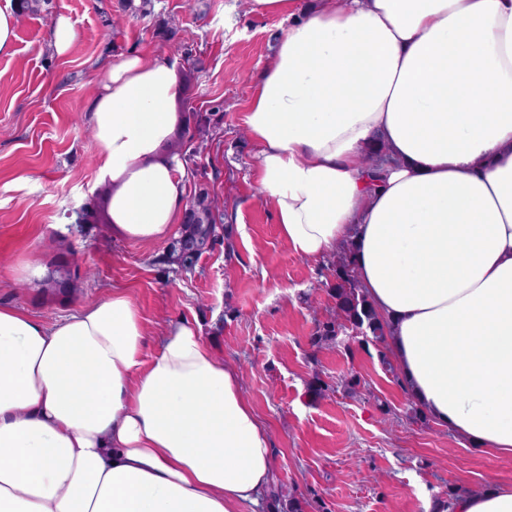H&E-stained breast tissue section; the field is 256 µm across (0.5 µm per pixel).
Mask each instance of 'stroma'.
Segmentation results:
<instances>
[{"label":"stroma","mask_w":512,"mask_h":512,"mask_svg":"<svg viewBox=\"0 0 512 512\" xmlns=\"http://www.w3.org/2000/svg\"><path fill=\"white\" fill-rule=\"evenodd\" d=\"M77 32L63 56L50 46L54 18ZM291 20L251 11L247 0H51L48 14L20 17L14 52L0 55V304L53 321L129 289L148 329L181 318L200 325L268 428L276 483L308 501L306 512H427L448 488L512 487V458L455 437L434 418H408L411 401L380 360L381 347L339 335L311 339L335 307L333 255L300 258L281 239L251 173L257 148L242 116ZM164 54L184 82L186 116L216 114L207 149L183 166L187 196L206 189L224 204L223 242L194 269L175 273L158 256L170 241L113 238L106 224L73 231L96 182L90 103L112 64L130 52ZM39 259L71 271L58 295L10 277ZM359 378L356 394L344 382ZM321 379L328 389L312 395Z\"/></svg>","instance_id":"35a3bbf8"}]
</instances>
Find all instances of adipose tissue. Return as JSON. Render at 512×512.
<instances>
[{"label":"adipose tissue","instance_id":"adipose-tissue-1","mask_svg":"<svg viewBox=\"0 0 512 512\" xmlns=\"http://www.w3.org/2000/svg\"><path fill=\"white\" fill-rule=\"evenodd\" d=\"M249 3L295 18L242 116L281 237L302 258L350 243L410 399L512 456V0ZM180 94L166 56L134 54L93 99L113 238L184 221ZM273 483L270 433L197 325L149 334L124 288L51 322L0 305V512H261ZM431 510L512 512V490Z\"/></svg>","mask_w":512,"mask_h":512}]
</instances>
